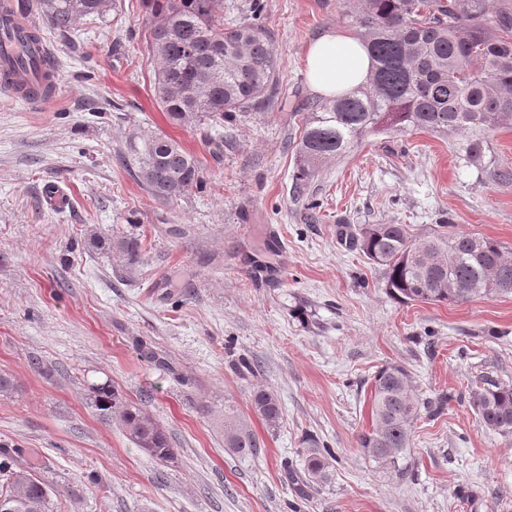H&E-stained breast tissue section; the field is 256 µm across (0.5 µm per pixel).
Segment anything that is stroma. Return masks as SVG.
I'll return each instance as SVG.
<instances>
[{
	"label": "stroma",
	"instance_id": "1",
	"mask_svg": "<svg viewBox=\"0 0 512 512\" xmlns=\"http://www.w3.org/2000/svg\"><path fill=\"white\" fill-rule=\"evenodd\" d=\"M261 22L278 54L273 103L223 126L171 124L154 92L142 0L64 34L57 90L38 110L0 96V445L23 448L56 488L53 512H512V437L474 398L512 384V296L401 303L341 224H408L497 240L512 253V186L480 180L463 137L370 133L294 189L304 59L321 33L355 32L359 0H224V23ZM169 137L202 164V189L162 201L125 160L134 137ZM58 187L68 204L50 207ZM138 239L136 263L117 241ZM146 343L157 363L137 348ZM254 364V372L241 361ZM404 366L423 400L396 480L366 457L372 379ZM107 384L143 406L174 451L164 464L86 398ZM277 392L269 428L252 408ZM234 406L261 443L224 446ZM332 448L325 482L299 495L306 437ZM255 411L270 428H277L282 419L279 399L271 389H259L253 396Z\"/></svg>",
	"mask_w": 512,
	"mask_h": 512
}]
</instances>
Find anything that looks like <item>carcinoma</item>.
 <instances>
[{
    "label": "carcinoma",
    "mask_w": 512,
    "mask_h": 512,
    "mask_svg": "<svg viewBox=\"0 0 512 512\" xmlns=\"http://www.w3.org/2000/svg\"><path fill=\"white\" fill-rule=\"evenodd\" d=\"M23 17L34 12L66 32L82 18H105L116 0H8ZM156 58L154 91L170 123L188 126L263 104L277 83L273 38L260 13L224 26L220 0H143ZM373 68L365 84L325 102L306 105L295 184L307 185L324 162L351 149L366 134L413 128L462 133L466 162L498 184H512V164L487 155L484 132L512 121V0H363L356 18ZM136 176L157 198L190 193L202 181L199 160L172 138L151 137L131 146ZM346 245L384 267L386 288L405 303L460 304L478 295L512 294V257L492 238L460 234L451 224L414 235L408 224H363L339 230ZM88 398L100 414L120 408L127 437L161 462L174 460L163 427L135 403H123L106 384ZM255 411L271 427L282 409L271 389L253 396ZM482 421L512 436V385L489 383L476 394ZM421 403L409 371L385 365L374 376L372 427L358 445L380 468L403 479L405 451ZM224 447L255 456L261 445L233 408L224 411ZM21 448H0V496L12 512H51L52 488L21 462ZM332 454L306 440L302 481L322 482Z\"/></svg>",
    "instance_id": "cac0c4a2"
}]
</instances>
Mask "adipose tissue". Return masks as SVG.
I'll list each match as a JSON object with an SVG mask.
<instances>
[{
    "mask_svg": "<svg viewBox=\"0 0 512 512\" xmlns=\"http://www.w3.org/2000/svg\"><path fill=\"white\" fill-rule=\"evenodd\" d=\"M372 68L366 48L355 37L332 31L312 40L305 56L311 88L323 97H338L364 83Z\"/></svg>",
    "mask_w": 512,
    "mask_h": 512,
    "instance_id": "adipose-tissue-1",
    "label": "adipose tissue"
}]
</instances>
